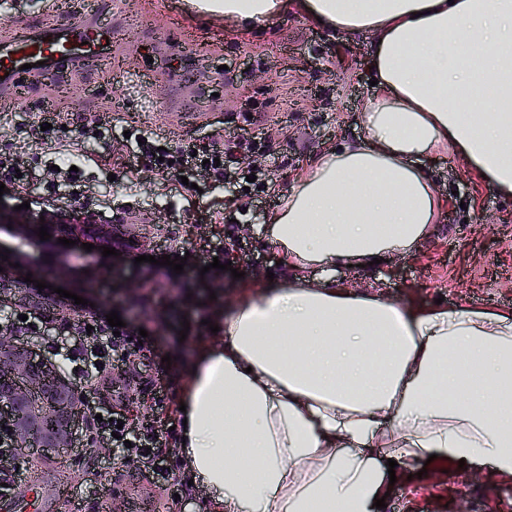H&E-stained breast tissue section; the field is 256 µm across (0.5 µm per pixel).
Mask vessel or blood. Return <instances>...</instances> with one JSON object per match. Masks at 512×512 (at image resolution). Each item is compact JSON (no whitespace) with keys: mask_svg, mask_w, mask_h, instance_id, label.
Returning <instances> with one entry per match:
<instances>
[{"mask_svg":"<svg viewBox=\"0 0 512 512\" xmlns=\"http://www.w3.org/2000/svg\"><path fill=\"white\" fill-rule=\"evenodd\" d=\"M112 60V30L91 19L68 24L27 21L13 34L0 38V108L13 109L24 101L21 76L47 78L62 67L84 68ZM44 478L25 472L15 488L12 504L25 507L27 498H39Z\"/></svg>","mask_w":512,"mask_h":512,"instance_id":"vessel-or-blood-1","label":"vessel or blood"}]
</instances>
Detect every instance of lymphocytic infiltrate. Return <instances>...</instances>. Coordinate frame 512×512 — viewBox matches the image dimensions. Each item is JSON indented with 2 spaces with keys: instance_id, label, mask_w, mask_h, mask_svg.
Instances as JSON below:
<instances>
[{
  "instance_id": "obj_1",
  "label": "lymphocytic infiltrate",
  "mask_w": 512,
  "mask_h": 512,
  "mask_svg": "<svg viewBox=\"0 0 512 512\" xmlns=\"http://www.w3.org/2000/svg\"><path fill=\"white\" fill-rule=\"evenodd\" d=\"M141 138V144L132 146L124 168L142 163L163 174L210 176L231 188L243 186L246 181L245 171L238 166V152L260 146L247 132L198 150L190 145H169L150 131L142 132ZM131 305L144 320L158 323L171 333L184 328L190 338L197 340L211 334L207 321L212 317L213 302L206 284L199 279L185 278L176 294L167 295L158 281L145 277ZM6 328L21 340L49 335L50 352L74 367L73 381L84 394L88 429L79 457L94 455L104 445L118 449L123 466L151 482L166 485L175 480L169 458L176 454L178 441L165 416L168 396L157 386L163 371L153 368L151 349L140 342L137 328L129 325L116 332L105 317L97 314L73 317L62 312L50 317L39 310L23 311L19 306L12 309ZM111 371L132 387L133 399L151 400L157 411L154 419L134 421L128 419L123 408L107 404L100 394V379Z\"/></svg>"
}]
</instances>
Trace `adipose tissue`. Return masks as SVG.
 Segmentation results:
<instances>
[{
    "label": "adipose tissue",
    "instance_id": "obj_1",
    "mask_svg": "<svg viewBox=\"0 0 512 512\" xmlns=\"http://www.w3.org/2000/svg\"><path fill=\"white\" fill-rule=\"evenodd\" d=\"M247 33L290 9L375 36L363 133L297 175L265 234L288 274L198 356L181 451L213 512H378L429 456L512 478V310L347 289L336 261L392 259L445 203L419 157L451 152L512 198V0H200ZM322 267L320 283L306 268ZM384 449L396 468L371 454Z\"/></svg>",
    "mask_w": 512,
    "mask_h": 512
}]
</instances>
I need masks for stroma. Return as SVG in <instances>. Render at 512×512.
<instances>
[{
    "label": "stroma",
    "mask_w": 512,
    "mask_h": 512,
    "mask_svg": "<svg viewBox=\"0 0 512 512\" xmlns=\"http://www.w3.org/2000/svg\"><path fill=\"white\" fill-rule=\"evenodd\" d=\"M96 2L57 0L51 8L46 0H9L0 13V36L32 18L49 15L60 24L78 20L92 13ZM133 3L137 30H112L113 42L121 47L119 71L106 66L61 71L56 81L29 83L22 107L0 111V153L15 154L33 174L23 190L0 197V206L32 220L40 210L23 209V202L53 195L55 178L46 170L45 154L25 144L15 129L55 98L57 86L67 87L61 122L52 136L64 159L79 166L83 184L77 191H66L64 211L131 204L144 221L124 227L138 241V251L123 247L115 257L103 256L98 249L59 245L49 258L29 247L30 264L41 269L39 282L54 288L42 301L43 311L62 308L72 315H105L114 310L124 322L134 324L138 318L126 300L128 283L152 275L172 294L183 275L200 273L216 291V315L221 318L269 276H282L281 255L267 245L264 226L295 177L323 150L360 135L365 105L375 94L365 65L372 37L361 34L347 40L290 11L244 35L223 19L188 10L185 0ZM173 108L208 115L206 121L166 131L175 145L205 146L216 129L242 125L247 114L264 116L259 129L270 139L272 152L255 154L254 160L271 176L265 184L251 186L248 206H241L211 179L197 178L191 188L144 168H120L129 150L125 131L153 129L156 113ZM98 121L108 128L105 139H83L81 127ZM428 166L448 197L436 234L420 240L404 263L394 267L384 263L360 268L338 262L333 271L337 282L357 289L372 286L396 301L430 303L440 298L448 306L512 309V199L480 186L452 154L431 159ZM216 239L240 240L243 258L233 261L232 271L204 270L201 249ZM139 254H184L188 260L179 275L167 266L136 263ZM54 262L68 265L76 274L96 267L114 289L90 288L84 303L75 304L65 296L72 282L49 275ZM236 270L241 279H233ZM145 329L156 357L171 359L173 377L166 392L182 402L198 354L217 345L218 336L182 341L152 323ZM388 492L383 512H457L463 502L470 512H512V480L492 477L486 466L432 462L422 478L397 479ZM208 497L198 484L177 500L158 487L145 497L141 512H206Z\"/></svg>",
    "instance_id": "1"
}]
</instances>
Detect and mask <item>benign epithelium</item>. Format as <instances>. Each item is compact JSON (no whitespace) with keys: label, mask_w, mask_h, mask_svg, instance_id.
<instances>
[{"label":"benign epithelium","mask_w":512,"mask_h":512,"mask_svg":"<svg viewBox=\"0 0 512 512\" xmlns=\"http://www.w3.org/2000/svg\"><path fill=\"white\" fill-rule=\"evenodd\" d=\"M9 224L15 238L32 241L45 253L52 252L59 235L55 219L47 216L44 222L33 224L15 221L0 210V227L5 229ZM43 225L51 234L46 241L35 233ZM0 383L7 390L6 398L0 401V423L8 427L14 447H73L83 395L51 358L0 332Z\"/></svg>","instance_id":"1"}]
</instances>
